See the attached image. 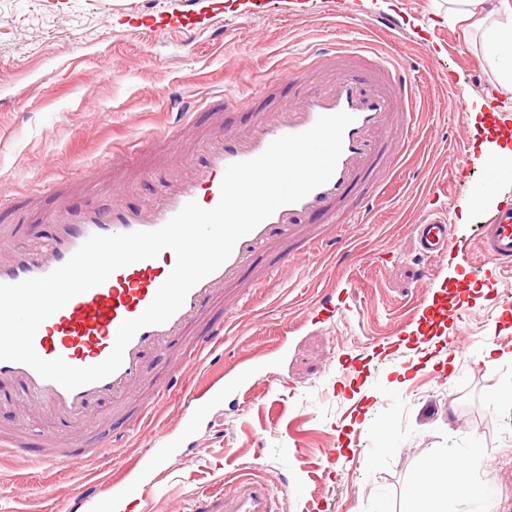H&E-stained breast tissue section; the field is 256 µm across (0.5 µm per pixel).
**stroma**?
<instances>
[{"label": "stroma", "instance_id": "obj_1", "mask_svg": "<svg viewBox=\"0 0 512 512\" xmlns=\"http://www.w3.org/2000/svg\"><path fill=\"white\" fill-rule=\"evenodd\" d=\"M346 2L342 13L329 4L287 16L277 0H224L223 23L201 22L186 44L119 19L140 8L192 17L204 0H0V225L21 240L34 228L49 234L48 211L105 209L117 193L133 207L148 203L159 182L127 173L126 150L150 141L140 164L157 154L178 164L158 141L173 120L171 98L201 105L183 140L192 149L215 124L241 127L286 102V73L313 41L401 56L418 88L405 157L383 179L369 223L336 227L349 267L324 251L270 280L252 269L243 278L254 288L249 299L225 300V367L260 361L247 387L193 399L192 365L186 386L95 461L45 471L0 459V512H61L77 483L95 486L109 512H125L112 503V485L126 479L145 512H224L225 492L244 476L270 480L276 512H426L411 486L443 448L451 461L474 462L486 486L458 512H512V414L490 406L512 386V361L477 362L491 347L512 351V273L487 271L457 304L463 350L379 358L394 333L414 327L429 289L415 261L414 220L426 209L446 212L473 244L488 214L463 204L484 177L472 142L495 138L472 123L493 76L478 45L434 24L437 0L379 8L399 21V32L385 36L366 27L359 0ZM227 93L243 106L225 108ZM91 165L102 169L94 192L80 180ZM327 287L339 289L342 314L318 311ZM188 415L190 436L165 449L166 466L157 468L151 435ZM334 445L342 455L330 468L323 452Z\"/></svg>", "mask_w": 512, "mask_h": 512}]
</instances>
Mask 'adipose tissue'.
Returning a JSON list of instances; mask_svg holds the SVG:
<instances>
[{
    "instance_id": "obj_1",
    "label": "adipose tissue",
    "mask_w": 512,
    "mask_h": 512,
    "mask_svg": "<svg viewBox=\"0 0 512 512\" xmlns=\"http://www.w3.org/2000/svg\"><path fill=\"white\" fill-rule=\"evenodd\" d=\"M441 21L459 28L464 39L481 38L483 56L496 77L500 92L512 93V0H448ZM451 480H443L444 472ZM415 494L430 497L431 512H455V505L479 494L480 486L469 468L449 469L447 456L432 458L414 482Z\"/></svg>"
}]
</instances>
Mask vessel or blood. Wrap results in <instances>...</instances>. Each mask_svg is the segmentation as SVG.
Returning <instances> with one entry per match:
<instances>
[{
    "label": "vessel or blood",
    "mask_w": 512,
    "mask_h": 512,
    "mask_svg": "<svg viewBox=\"0 0 512 512\" xmlns=\"http://www.w3.org/2000/svg\"><path fill=\"white\" fill-rule=\"evenodd\" d=\"M295 93L288 103L272 111L255 113L242 128H216L205 145L183 160L179 169L150 167L159 183L157 196L148 204L131 208L114 201L108 209L53 213L47 221L52 234L32 233L23 243L0 225V283H17L49 274L63 265L92 235H111L162 227L189 201L206 209L220 201L226 167L259 156L276 138L309 129L323 115L341 111L354 118L343 135V151L335 172L324 185L305 198L278 208L235 245L229 259L188 293L182 308L168 321L140 329L127 345L121 367L112 375L69 391L41 378L31 367L0 361V386L20 385L30 409L47 417L52 432L35 433L19 424L0 435V455L25 459L31 447H41L37 462L43 466L79 465L102 455L104 448L122 442L123 434L98 435L93 416L103 401L117 409L132 403L137 385L146 377L150 354L167 349L177 338L188 339L187 362L196 364L215 355L224 344V322H206L208 312L224 303L227 288L240 283L241 273L282 244L279 268L295 266L299 257L334 249L335 238L302 236L303 218L317 226L361 224L379 193V176L401 159L403 141L395 120L399 102L410 101L416 92L403 59L336 42L313 46L289 73ZM415 226L420 238L418 265L437 254L455 250L463 255L467 245L455 225L445 218L419 216ZM483 262L512 271V208L491 212L480 232ZM169 275L159 258L122 267L101 285L73 297L39 327L34 348L46 360L63 358L75 367H88L107 359L123 321L140 316ZM422 316L446 336L449 348L460 346L458 333L448 326L447 309L436 294L422 303ZM248 371L225 370L222 381H210L207 394L239 391L248 382ZM179 374H171L154 386L152 402L137 405L145 416L162 404L177 386ZM273 492L262 481H252L249 492L232 501V512H267Z\"/></svg>",
    "instance_id": "obj_1"
}]
</instances>
